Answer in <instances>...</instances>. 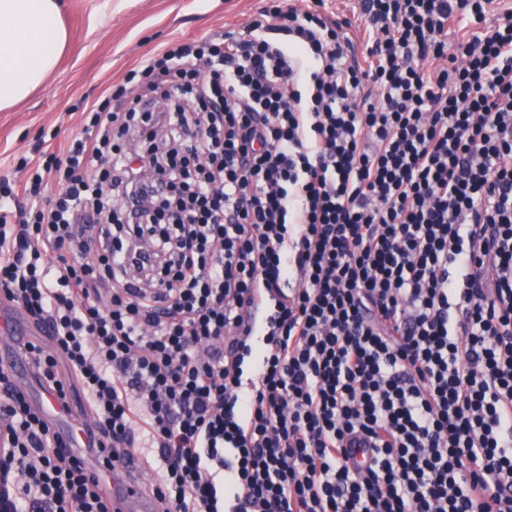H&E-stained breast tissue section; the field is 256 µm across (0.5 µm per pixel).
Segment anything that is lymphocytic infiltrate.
<instances>
[{"label": "lymphocytic infiltrate", "mask_w": 512, "mask_h": 512, "mask_svg": "<svg viewBox=\"0 0 512 512\" xmlns=\"http://www.w3.org/2000/svg\"><path fill=\"white\" fill-rule=\"evenodd\" d=\"M492 5L364 0L356 58L342 21L268 0L146 56L0 177V295L51 339L22 355L86 393L109 468L154 449L159 512H512ZM0 512H112L3 368Z\"/></svg>", "instance_id": "f902f5d3"}]
</instances>
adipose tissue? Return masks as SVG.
Segmentation results:
<instances>
[{"label":"adipose tissue","mask_w":512,"mask_h":512,"mask_svg":"<svg viewBox=\"0 0 512 512\" xmlns=\"http://www.w3.org/2000/svg\"><path fill=\"white\" fill-rule=\"evenodd\" d=\"M67 43L57 0H0V112L45 81Z\"/></svg>","instance_id":"adipose-tissue-1"}]
</instances>
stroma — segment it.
I'll use <instances>...</instances> for the list:
<instances>
[{
  "mask_svg": "<svg viewBox=\"0 0 512 512\" xmlns=\"http://www.w3.org/2000/svg\"><path fill=\"white\" fill-rule=\"evenodd\" d=\"M264 0H60L68 45L55 70L26 100L0 112V175L41 133L65 142L80 132L85 106L107 102L144 55L178 40L235 31Z\"/></svg>",
  "mask_w": 512,
  "mask_h": 512,
  "instance_id": "stroma-1",
  "label": "stroma"
}]
</instances>
